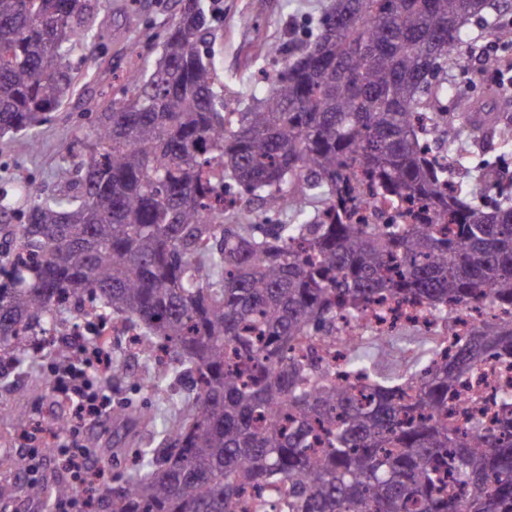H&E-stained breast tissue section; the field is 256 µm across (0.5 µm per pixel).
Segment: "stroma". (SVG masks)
I'll list each match as a JSON object with an SVG mask.
<instances>
[{"label": "stroma", "mask_w": 512, "mask_h": 512, "mask_svg": "<svg viewBox=\"0 0 512 512\" xmlns=\"http://www.w3.org/2000/svg\"><path fill=\"white\" fill-rule=\"evenodd\" d=\"M329 0H212L215 15L208 47L219 77L224 82L228 110L239 112L250 104L249 87L258 59L270 45L301 42L303 34H315ZM178 0H97L96 23L102 33L92 42L79 45L75 58L90 68L92 77L51 119L37 130V148L22 136L0 137V182L33 184L46 195H55L76 176L87 137L93 131L94 113L112 88L131 67H149L159 56L162 36L174 21ZM512 27V12L499 16L494 25L467 26L462 53L448 65V79L457 90L448 97V115L463 130L462 141L477 151L468 135V113L495 112L512 116V104L492 95L499 72L479 73L473 64L477 48L493 41L495 27ZM38 374L26 377L19 387L0 379V490H6L8 512H50L40 500L28 497L27 477L37 468L41 480L55 476L59 466L54 457H32L21 431L8 416L23 411L30 422L50 426L57 412V395L38 386L48 375L47 361H40ZM125 429L112 420L86 427L85 440L95 442L102 464L113 471L130 470L134 461L126 457Z\"/></svg>", "instance_id": "stroma-1"}]
</instances>
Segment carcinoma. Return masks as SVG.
<instances>
[{
    "label": "carcinoma",
    "mask_w": 512,
    "mask_h": 512,
    "mask_svg": "<svg viewBox=\"0 0 512 512\" xmlns=\"http://www.w3.org/2000/svg\"><path fill=\"white\" fill-rule=\"evenodd\" d=\"M152 70L132 71L96 113L79 179L55 197L0 192V348L21 375L26 340L89 296L146 340L143 370L112 359L103 386L146 381L166 397L162 429L113 476L98 512H512V390L503 425L451 421L448 400L495 355L512 324L478 323L453 353L384 373L350 344L333 383L313 336L384 299L448 324L490 295L512 312V194L460 146L442 100L461 27L490 0H331L317 34L269 47L268 81L242 112L203 46L206 0H179ZM96 0H0V135L37 143L77 91L70 62ZM493 138L499 117L469 114ZM212 166L248 201L206 213ZM501 184L486 198L489 182ZM419 203L438 223L361 224L358 194ZM168 363L151 366L155 350ZM191 392L177 395L181 380ZM463 494H447L443 477ZM37 499L74 483H27Z\"/></svg>",
    "instance_id": "1"
}]
</instances>
